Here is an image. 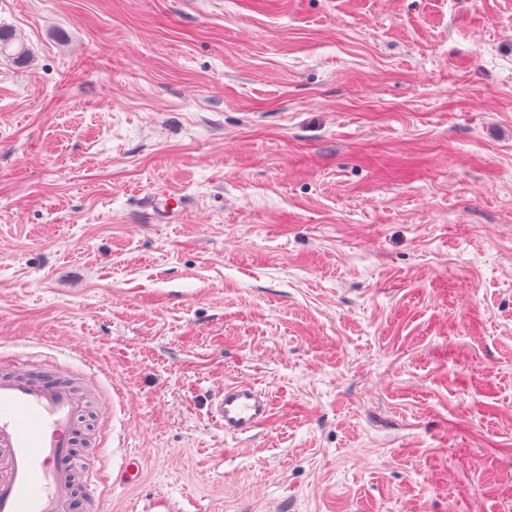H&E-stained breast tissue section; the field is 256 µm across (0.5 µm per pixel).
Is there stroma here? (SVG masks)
Returning <instances> with one entry per match:
<instances>
[{
    "label": "stroma",
    "instance_id": "1",
    "mask_svg": "<svg viewBox=\"0 0 512 512\" xmlns=\"http://www.w3.org/2000/svg\"><path fill=\"white\" fill-rule=\"evenodd\" d=\"M1 25L0 357L97 374L110 512H512V0ZM232 382L273 399L246 438ZM0 53L11 56L17 65H24L29 58L26 45L16 33L6 28H0ZM272 410V400L262 390L239 383L225 384L210 407L211 417L233 437L251 435L270 419Z\"/></svg>",
    "mask_w": 512,
    "mask_h": 512
}]
</instances>
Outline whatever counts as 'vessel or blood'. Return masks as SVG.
<instances>
[{
  "instance_id": "vessel-or-blood-1",
  "label": "vessel or blood",
  "mask_w": 512,
  "mask_h": 512,
  "mask_svg": "<svg viewBox=\"0 0 512 512\" xmlns=\"http://www.w3.org/2000/svg\"><path fill=\"white\" fill-rule=\"evenodd\" d=\"M84 391L37 358L0 367V512H109L97 465L84 460ZM271 399L249 384L225 385L210 407L233 437L267 422Z\"/></svg>"
}]
</instances>
